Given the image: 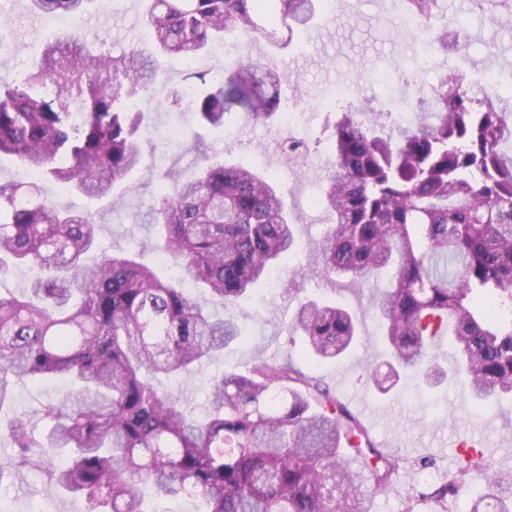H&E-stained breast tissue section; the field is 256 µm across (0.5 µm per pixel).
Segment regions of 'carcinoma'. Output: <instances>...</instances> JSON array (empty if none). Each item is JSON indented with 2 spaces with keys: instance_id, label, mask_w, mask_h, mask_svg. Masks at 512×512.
<instances>
[{
  "instance_id": "carcinoma-1",
  "label": "carcinoma",
  "mask_w": 512,
  "mask_h": 512,
  "mask_svg": "<svg viewBox=\"0 0 512 512\" xmlns=\"http://www.w3.org/2000/svg\"><path fill=\"white\" fill-rule=\"evenodd\" d=\"M90 0H30V13L82 16ZM157 52L199 57L238 31L266 36L277 23L287 39L307 27L322 0H143ZM426 23L437 0H407ZM187 103L213 128L241 110L253 122L281 119V76L252 59L224 69ZM158 80L153 55L115 54L76 33L47 39L21 77L0 81V154L39 170L42 180L94 199L143 165L144 113L126 99ZM463 77L445 79L419 99L429 116L383 131L377 110L359 105L330 126L333 165L324 185L330 222L315 264L329 279L374 289L371 306L389 349L386 378L365 375L386 394L398 382L443 380L484 406L512 396V108L474 97ZM283 156L309 152L286 140ZM191 178L175 168L153 197L155 248L180 271L161 279L132 252L99 248L100 226L61 208L37 184L0 182V280L16 267L39 275L16 295L0 290V405L14 381L66 377L74 388L37 416L52 422L40 441L29 419L0 429L17 451L0 464L40 470L43 457L68 450L48 473L81 512H154L145 500L187 495L203 512H370L403 458L372 442L368 428L336 393L292 357L258 355L247 375L212 378L208 410L197 418L145 374H189L231 344L240 326L218 306L248 297L270 269L294 256L296 223L276 180L242 163L210 160ZM190 280L206 296H187ZM454 350L451 374L432 362L443 325ZM291 326L306 337L300 358L332 360L359 338L348 309L301 300ZM485 475L470 512H512V470L474 460L406 497L448 512L471 480Z\"/></svg>"
}]
</instances>
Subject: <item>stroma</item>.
I'll return each mask as SVG.
<instances>
[{"label": "stroma", "instance_id": "1", "mask_svg": "<svg viewBox=\"0 0 512 512\" xmlns=\"http://www.w3.org/2000/svg\"><path fill=\"white\" fill-rule=\"evenodd\" d=\"M87 13L88 41L117 52L151 47L153 39L141 19V0H90ZM431 24L437 29L458 30L470 46L463 55L439 56L432 72H404V79L418 96L428 95L441 79L454 73L474 76L489 55L495 64L512 67V9L500 8L494 0L479 9L472 0H467L455 16L438 15ZM417 46L414 32L391 17L385 0H331L322 15L284 47L269 46L261 52L256 48L255 37L242 35L227 39L200 56L202 70L216 73L236 60L257 59L280 73L282 97L302 92L310 108L306 130L311 154L309 166L289 167L279 152L271 148L274 128L250 123L241 127L238 141L230 142L225 140L223 131L199 124L190 115H177L169 104L162 102L160 95L144 91L132 99L131 105L145 114V167L128 178L130 190L123 206L112 209L107 197L90 201L65 192L53 194L58 205L93 214L101 226L100 241L104 249L141 250L142 262L165 277L170 267L159 260L154 248V230L146 218L158 187L159 172L174 166L186 176H193L199 163L197 152L203 149L225 160H242L259 171L277 174L284 200L299 220L292 269L305 277L307 297L354 309L361 320V337L350 355L340 360L310 362L306 368L320 376L335 390L337 398L360 416L380 447L407 461L393 489L373 494L371 512H404L406 492L419 482L420 470L415 467V460L431 458L435 474H443L454 468L460 444L465 440H488L490 446L483 449V460L512 469V398L477 408L464 403L458 389L444 385L425 389L421 394L401 387L380 394L366 384L363 376L365 368L377 364L383 350L377 320L369 310V289L350 286L344 279L326 281L318 277L312 265L326 215L321 210L304 209L303 200L314 186L322 183L326 174L322 158L332 152L325 130L328 114L319 108L315 94L331 90L337 82L357 71L369 73L382 67L400 66L402 59ZM177 118L185 124L187 135L181 143L172 146L161 133ZM296 306V300L285 286L259 285L253 301L230 304L223 310L225 318L249 332L250 345L229 346L191 375L158 378L157 387L180 398L196 414H204L213 376L225 372L247 373L254 356L259 354L284 357L297 353V345L290 341L289 328ZM65 392V384L53 378L38 384L19 381L4 412L30 418L44 404L61 401ZM55 464V459L50 458L45 462V471L24 470L12 474L0 485V512H75L71 498H49L44 494L45 472Z\"/></svg>", "mask_w": 512, "mask_h": 512}]
</instances>
